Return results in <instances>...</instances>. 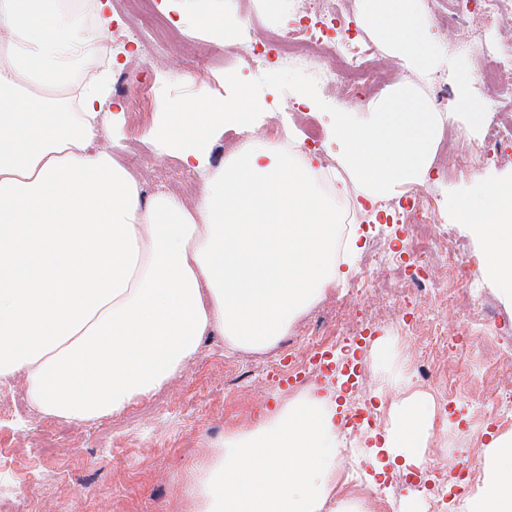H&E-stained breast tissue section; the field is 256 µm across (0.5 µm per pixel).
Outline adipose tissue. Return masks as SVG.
Masks as SVG:
<instances>
[{
    "label": "adipose tissue",
    "instance_id": "1",
    "mask_svg": "<svg viewBox=\"0 0 512 512\" xmlns=\"http://www.w3.org/2000/svg\"><path fill=\"white\" fill-rule=\"evenodd\" d=\"M364 30L419 71L440 61L421 0H358ZM110 0H0V380L22 376L43 415L93 422L160 390L216 333L235 351L276 347L347 274L336 262L338 199L369 203L425 183L439 119L413 86L368 106L328 105L304 86L292 102L323 114L325 149L349 182L254 136L258 102L231 95L169 102L149 131L201 177L189 201L138 181L101 144L110 75L90 70L112 26ZM448 121L483 114L461 62ZM252 137L223 166L209 152L225 126ZM478 263L512 302V174L474 178L450 200ZM375 347L372 399L387 411L359 460L374 475L421 468L435 432L431 394ZM336 406L289 399L229 431L186 487L195 512H369L344 490ZM464 512H512V430L491 437Z\"/></svg>",
    "mask_w": 512,
    "mask_h": 512
}]
</instances>
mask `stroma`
<instances>
[{"instance_id": "1", "label": "stroma", "mask_w": 512, "mask_h": 512, "mask_svg": "<svg viewBox=\"0 0 512 512\" xmlns=\"http://www.w3.org/2000/svg\"><path fill=\"white\" fill-rule=\"evenodd\" d=\"M217 47L205 32L178 24L161 53L151 57L135 51L126 65L132 75L158 71L166 77L165 82L153 84L148 108L138 111L126 104L106 119L113 159L139 180L146 194L163 190L189 200L199 183L197 173L147 136L167 100L223 97L244 89L262 102L261 126H283L299 143L305 139L306 124L322 123L320 114L295 109L287 82L271 79L262 66L240 62L233 81H225L223 63L209 55ZM218 48L227 53L236 45ZM377 63L388 69L387 88L413 85L419 101L425 103L433 82L448 78L444 62L425 78L393 63L384 51ZM191 74L197 75L196 83H187ZM445 166L447 175L425 184L441 202L475 174L512 169V152L464 167L451 157ZM353 225L360 233L357 276H368L378 250L390 263H400L399 223L381 212L359 210ZM361 307L350 282L340 283L292 326L291 338L283 340L273 356L232 352L225 348L223 337H206L199 356L164 388L121 414L96 422L44 416L28 407L21 377L1 380L0 488H13L15 501L32 504L35 512H191L185 481L206 450L220 444L228 431L253 424L266 410L296 396V389L282 386L281 380L288 374L287 362L305 355L302 334H313L321 347H328L336 341L337 310L350 318ZM492 341V335H484L482 345L463 366L443 357L455 389L450 403L438 410L447 414L450 425L447 431L436 432L426 452L428 459H444L455 448L483 447L489 432L498 430V423L478 417L473 402L481 386L486 347ZM388 479L380 512H391L392 503L415 492L422 494L427 512L462 510V498L434 490L437 478L432 468L419 476L395 472Z\"/></svg>"}]
</instances>
